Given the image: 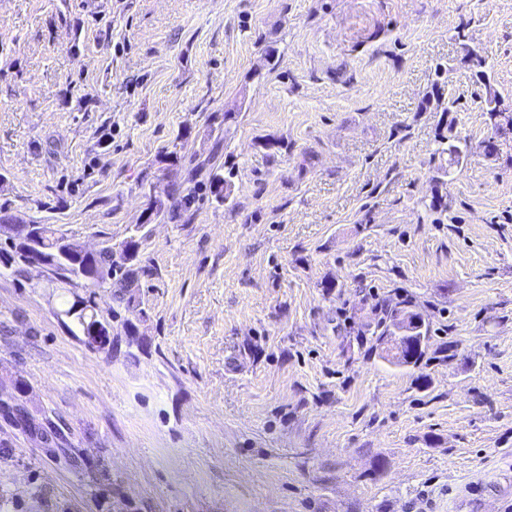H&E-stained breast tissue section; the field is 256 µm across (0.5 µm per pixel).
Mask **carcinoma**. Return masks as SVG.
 Here are the masks:
<instances>
[{"mask_svg":"<svg viewBox=\"0 0 512 512\" xmlns=\"http://www.w3.org/2000/svg\"><path fill=\"white\" fill-rule=\"evenodd\" d=\"M486 112L489 120L495 121L503 116L506 109L499 93L490 85L485 84ZM431 96L435 100L436 110L440 112H451L454 109L455 101L447 98L444 88L434 84ZM209 190L215 201L225 202L231 192V184L224 178L221 169L213 168L208 178ZM178 189L167 187L159 194L151 198L149 210L151 214L160 216L167 212L166 202L175 198ZM8 224L15 231V236L10 239V249H0V264L8 268L15 264H27L30 255L23 251L19 238L25 233L26 225L17 223V219L0 210V225ZM41 239V257L45 268L51 272L52 278L59 282L73 284L81 281L84 287L89 289L85 297H80L83 307L75 309L76 302H71L63 310V315L69 319L76 332L81 335V341L92 335L95 329H100L104 335H112L111 321L102 317L97 310L96 295L97 289L107 285L118 288L115 300L118 304L128 309L134 307L136 297L134 288L138 286L140 273L144 272L140 263L141 242L134 236L129 237L121 243L119 249L107 245L89 257L74 256L63 258L58 253V240L63 237L57 229L50 224L38 226ZM381 319L377 323V329L369 339V346L365 354L369 357L377 355L387 359L399 367L419 368L430 361L428 357L430 350L431 330L430 325L413 309V302L403 298L395 303L383 302L380 306ZM397 336H409L418 343V349L411 357H400L390 354L391 346Z\"/></svg>","mask_w":512,"mask_h":512,"instance_id":"obj_1","label":"carcinoma"}]
</instances>
